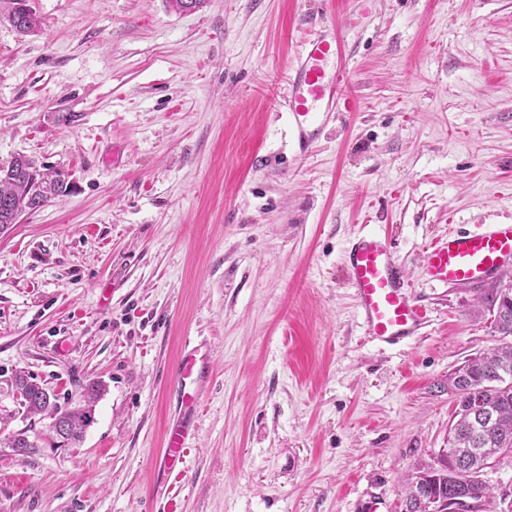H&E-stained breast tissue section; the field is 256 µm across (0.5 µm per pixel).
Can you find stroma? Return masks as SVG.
<instances>
[{"instance_id": "obj_1", "label": "stroma", "mask_w": 512, "mask_h": 512, "mask_svg": "<svg viewBox=\"0 0 512 512\" xmlns=\"http://www.w3.org/2000/svg\"><path fill=\"white\" fill-rule=\"evenodd\" d=\"M35 0L0 23V163L68 171V195L0 235V512H400L401 481L445 447L448 375L495 345L478 304L512 272L428 281L451 231L512 224V0ZM326 17L358 41L348 92L309 155L288 135L290 63ZM361 234L390 240L427 310L370 342L343 274ZM107 305H100L102 289ZM213 374L178 483L155 464L185 347ZM25 372L79 404L54 448ZM18 1L20 0L4 1L8 4V6L5 10L1 9L0 22L5 21L9 23L19 34L27 35L38 26V19L36 17V13L32 5H30V1L32 0H25L26 2H29L27 8H25V2H20V4L18 5L19 8H25L24 16L19 17V24H15L13 20V15H16L15 5L18 3ZM13 386L18 392L23 406H26L28 402V395L23 392H28L31 395V400L26 407L27 412L33 415H48L52 419L51 429L53 428L56 432H63L64 425L57 416L63 418V422L68 427L67 436L64 437L65 441L57 442L55 437L52 436L59 444L58 447L80 442L86 430L94 423V406L102 390L100 383L92 382L88 387L87 399L83 405L62 408L58 406L53 395L45 392L41 388L42 385L34 382L33 378L24 373L15 376Z\"/></svg>"}]
</instances>
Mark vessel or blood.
I'll return each instance as SVG.
<instances>
[{"label":"vessel or blood","instance_id":"vessel-or-blood-1","mask_svg":"<svg viewBox=\"0 0 512 512\" xmlns=\"http://www.w3.org/2000/svg\"><path fill=\"white\" fill-rule=\"evenodd\" d=\"M357 52V44L332 24L302 41L290 67L286 99L288 128L300 153H308L319 141L329 115L354 111L345 83ZM424 264L432 280L454 287L474 286L511 271L512 224L449 233L427 246ZM345 270L366 336L394 345L418 334L426 313L409 293L390 241L377 235L358 236L347 250ZM209 368L208 354L197 346L185 350L173 367L171 386L179 417L167 428L158 461L164 476L177 478L182 473Z\"/></svg>","mask_w":512,"mask_h":512}]
</instances>
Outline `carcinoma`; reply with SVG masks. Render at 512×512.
<instances>
[{
  "label": "carcinoma",
  "instance_id": "1",
  "mask_svg": "<svg viewBox=\"0 0 512 512\" xmlns=\"http://www.w3.org/2000/svg\"><path fill=\"white\" fill-rule=\"evenodd\" d=\"M17 3L7 0L0 22L26 35L38 26V19L29 5L19 23H14ZM17 165L15 159L0 164V226L16 223L23 201L39 208L68 190L67 175L61 172H45L36 180H27L16 173ZM485 308L499 333L498 343L476 352L448 375V391L456 400L448 447L440 449L432 460L413 465L406 478L401 512H429L431 497L464 501L469 509L482 502L493 503L495 495L483 480L484 469L502 453H512V288L491 292ZM13 386L31 395L28 413L63 418L68 431L65 441L59 443L61 447L79 442L94 423V406L102 390L100 383L93 382L84 404L62 408L53 395L24 373L15 376Z\"/></svg>",
  "mask_w": 512,
  "mask_h": 512
}]
</instances>
